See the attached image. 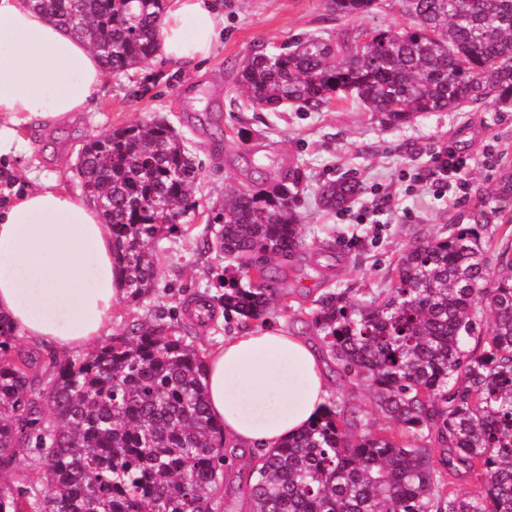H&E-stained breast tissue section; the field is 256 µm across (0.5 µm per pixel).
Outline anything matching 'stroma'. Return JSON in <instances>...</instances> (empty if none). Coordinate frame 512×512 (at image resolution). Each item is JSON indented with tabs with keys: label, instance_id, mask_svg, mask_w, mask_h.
Instances as JSON below:
<instances>
[{
	"label": "stroma",
	"instance_id": "obj_1",
	"mask_svg": "<svg viewBox=\"0 0 512 512\" xmlns=\"http://www.w3.org/2000/svg\"><path fill=\"white\" fill-rule=\"evenodd\" d=\"M224 33L210 59L193 68L157 57L136 72L105 73L89 111L57 126H34L29 149L10 161L0 160V207L10 199L26 172L32 182L56 181L74 195L82 189L73 165L57 162L59 153L75 152L89 136L105 134L141 121L160 118L183 137L196 155L201 176L199 205L186 221L189 237L164 240L157 286L140 305L118 303L112 333L135 324L186 323L187 307L212 299L216 278L225 265L203 249L212 215L225 191L249 186L247 154L260 158L266 170L302 174L298 207L304 215L303 259L285 264L277 279L282 298L267 322L312 336L307 311L312 297L330 288L366 292L389 285L398 254L422 238L443 237L460 214L479 204L499 180L504 164L512 165V109L488 105L477 110L433 112L402 128L381 125L375 113L345 102L320 112H256L242 108L235 83L239 66L259 46L278 48L302 34L333 35L356 28H402L407 18L400 0H377L361 19L337 18L329 0H217ZM454 147L466 159L467 194L459 204L433 197L428 187L409 180L431 165L433 150ZM497 149L496 160L487 152ZM358 178L363 191L346 211L319 204L323 181Z\"/></svg>",
	"mask_w": 512,
	"mask_h": 512
}]
</instances>
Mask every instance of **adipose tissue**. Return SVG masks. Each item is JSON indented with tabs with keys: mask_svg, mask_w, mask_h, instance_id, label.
<instances>
[{
	"mask_svg": "<svg viewBox=\"0 0 512 512\" xmlns=\"http://www.w3.org/2000/svg\"><path fill=\"white\" fill-rule=\"evenodd\" d=\"M223 26L215 0H166L159 51L189 65L207 60ZM103 77L82 38L28 0H0V157L24 152L22 130L85 110ZM120 293L112 229L95 206L41 182L0 212V314L19 335L83 351L107 334ZM205 383L227 442L261 454L307 428L331 394L324 356L270 324L225 337L206 359Z\"/></svg>",
	"mask_w": 512,
	"mask_h": 512,
	"instance_id": "obj_1",
	"label": "adipose tissue"
}]
</instances>
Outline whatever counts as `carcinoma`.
I'll use <instances>...</instances> for the list:
<instances>
[{
	"label": "carcinoma",
	"mask_w": 512,
	"mask_h": 512,
	"mask_svg": "<svg viewBox=\"0 0 512 512\" xmlns=\"http://www.w3.org/2000/svg\"><path fill=\"white\" fill-rule=\"evenodd\" d=\"M125 75L157 54L163 0H31ZM401 29L311 34L240 67L243 106L319 112L354 101L401 126L429 112L512 107V0H402ZM376 0H330L338 18ZM75 173L103 223L112 261L139 304L158 280L156 243L185 231L198 205L196 156L163 120L84 141ZM299 173L224 195L203 247L224 255L216 301L260 320L281 296L269 264L304 248ZM359 181L320 185L329 210ZM311 326L343 373L370 388L385 419L329 401L317 421L249 469L245 512H512V213L458 216L448 236L417 241L371 299L336 288L313 301ZM0 315V468L34 451L43 480L0 512H220L223 426L208 409L206 351L184 324L140 325L77 358L38 363ZM361 432L354 433V430ZM465 468L476 495L441 488Z\"/></svg>",
	"instance_id": "1"
}]
</instances>
